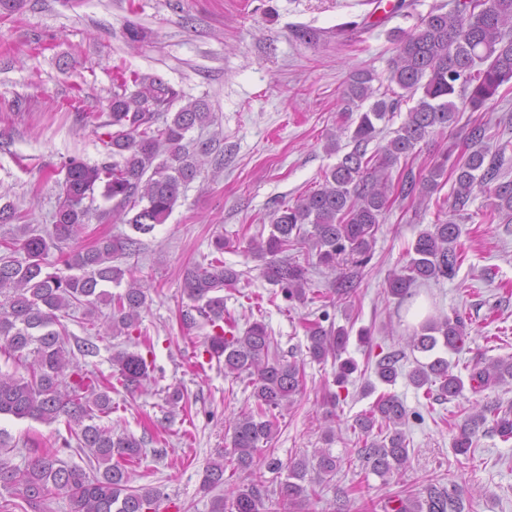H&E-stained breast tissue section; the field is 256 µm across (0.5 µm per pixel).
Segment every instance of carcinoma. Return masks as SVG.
I'll return each instance as SVG.
<instances>
[{
    "label": "carcinoma",
    "mask_w": 512,
    "mask_h": 512,
    "mask_svg": "<svg viewBox=\"0 0 512 512\" xmlns=\"http://www.w3.org/2000/svg\"><path fill=\"white\" fill-rule=\"evenodd\" d=\"M371 72L360 70L347 82L344 98L347 116L358 111L350 137V151L324 172L318 188L298 197L292 205L275 210L267 237L251 239L245 252L263 261V276L279 288L285 298L307 300L306 287L312 267L331 271L344 263L364 266L385 213L397 201H425L438 186V179L453 180L452 206L460 212L476 188L488 193L490 209L512 220V180H504L507 152L505 141L491 152L484 146L487 127L473 125L460 153L450 148L434 162L425 177L404 168L397 184L391 170L415 155L420 144L436 130L453 128L458 113L477 111L495 97L499 88L512 82V0H462L455 9L431 10L418 17L413 27L397 40L389 81L399 90L375 98ZM375 101L363 111L362 104ZM417 98L401 126L383 147L367 153L378 134L377 122L396 112L405 98ZM183 98L161 77L120 73L109 101L106 145L112 160L88 164L73 158L64 165V178L52 226L39 230L24 223L25 215L13 204H0V224H24L23 237L0 240V353L25 368L27 376L0 372V418L12 416L53 423L65 418L77 447L88 449L96 461V473L71 465L52 449H36L20 468L0 459V488L17 490L33 508L41 510L60 494L69 499L70 512H159L154 488L129 486L126 464L143 454V440L96 419L112 412V382L100 383L83 369L75 353L90 355L96 349L86 339L77 351L68 349L69 333L60 313L72 308L93 310L99 303L112 306L108 330L131 335L145 308L152 285L130 279L120 286L124 270L112 264L118 258L137 254L141 241L129 236L99 239L93 243L59 249V244L80 237L89 223L83 201L95 192L115 202L124 223L141 234L164 223L179 199L182 185L192 180L205 163L202 155L189 153L182 141L196 125L212 120L205 104L191 101L177 112L173 105ZM163 126L154 123L161 116ZM461 225L437 220L432 229L416 238L409 260L387 280V293L402 303L422 283L452 280L462 264L458 249ZM310 240L316 261H300L288 255L304 240ZM229 241L218 236L213 242L217 256L194 263L182 275L183 295L191 306L182 312L185 325L201 317L211 328L205 339L208 361L224 362V375L251 377L256 409L242 412L230 424V447L218 453L203 472L201 489L224 488V496L212 501L211 512H265V480L260 453L276 430L274 411L294 402L304 389V369L272 353L274 338L263 321H254L244 333L214 332L224 328V296L220 292L235 285L240 273L224 265V247ZM59 251L55 264L47 262L51 249ZM309 356L316 362L332 357L339 361L336 384L343 386L356 371L351 359H341L350 340L343 326L324 327L319 320L305 323ZM467 337L466 323L455 312L426 320L407 336L410 349L426 355L409 372L411 384L425 389L424 397L442 402L462 394L465 387L481 393L512 380V358L475 364L464 382L450 371L445 351H458ZM399 354L390 353L376 364L378 379L388 385L399 375ZM114 376L127 390L136 392L149 379L146 359L139 352L120 351L112 356ZM493 415L494 431L505 442L512 439V412H500L486 403L473 415L474 423ZM407 418L403 402L391 394L381 395L355 419L363 447L358 450L362 468L381 479L406 468L409 448L401 430ZM341 459L329 448H318L313 456L289 459L288 464L271 458L272 473L287 470L279 483L276 512L305 508L316 495V487L336 476ZM246 474L248 483H226V469ZM458 489L435 484L425 487L424 498L400 502L397 512H460Z\"/></svg>",
    "instance_id": "1"
}]
</instances>
